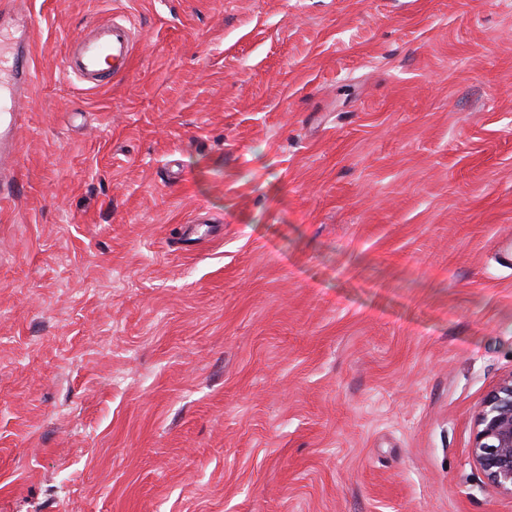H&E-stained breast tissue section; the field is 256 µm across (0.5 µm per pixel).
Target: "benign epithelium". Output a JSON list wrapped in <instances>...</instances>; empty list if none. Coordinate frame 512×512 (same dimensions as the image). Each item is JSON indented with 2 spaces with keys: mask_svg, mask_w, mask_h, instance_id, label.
Returning <instances> with one entry per match:
<instances>
[{
  "mask_svg": "<svg viewBox=\"0 0 512 512\" xmlns=\"http://www.w3.org/2000/svg\"><path fill=\"white\" fill-rule=\"evenodd\" d=\"M472 455L488 481L512 495V377L500 383L485 402Z\"/></svg>",
  "mask_w": 512,
  "mask_h": 512,
  "instance_id": "1",
  "label": "benign epithelium"
}]
</instances>
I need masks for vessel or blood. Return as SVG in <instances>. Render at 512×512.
Instances as JSON below:
<instances>
[{
    "label": "vessel or blood",
    "instance_id": "1",
    "mask_svg": "<svg viewBox=\"0 0 512 512\" xmlns=\"http://www.w3.org/2000/svg\"><path fill=\"white\" fill-rule=\"evenodd\" d=\"M30 15L17 8H0V127H11L32 78L33 52L27 38H5L1 32L28 27ZM136 32L126 20L94 24L74 42L63 63L64 71L86 88L97 89L124 75L135 53Z\"/></svg>",
    "mask_w": 512,
    "mask_h": 512
}]
</instances>
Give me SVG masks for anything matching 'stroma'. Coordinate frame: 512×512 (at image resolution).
<instances>
[{
    "mask_svg": "<svg viewBox=\"0 0 512 512\" xmlns=\"http://www.w3.org/2000/svg\"><path fill=\"white\" fill-rule=\"evenodd\" d=\"M0 512H512V0H26ZM139 31L88 90L66 43ZM472 455L488 481L512 495V376L485 402Z\"/></svg>",
    "mask_w": 512,
    "mask_h": 512,
    "instance_id": "obj_1",
    "label": "stroma"
}]
</instances>
